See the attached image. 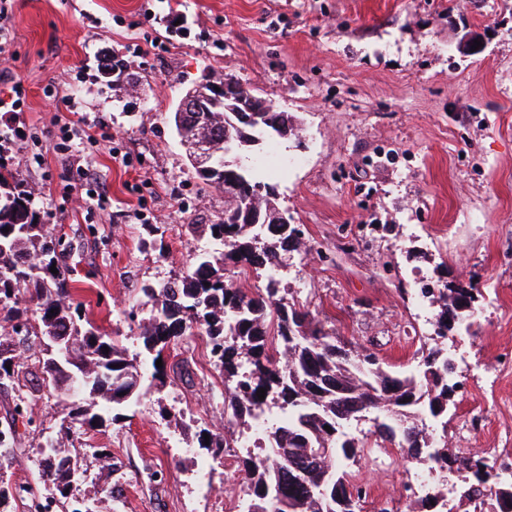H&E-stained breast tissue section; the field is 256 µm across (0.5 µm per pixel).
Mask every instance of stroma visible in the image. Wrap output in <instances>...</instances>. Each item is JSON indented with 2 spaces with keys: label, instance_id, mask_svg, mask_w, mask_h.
<instances>
[{
  "label": "stroma",
  "instance_id": "35a3bbf8",
  "mask_svg": "<svg viewBox=\"0 0 512 512\" xmlns=\"http://www.w3.org/2000/svg\"><path fill=\"white\" fill-rule=\"evenodd\" d=\"M12 54L29 131L8 154L40 220L71 250L70 285L87 318L128 353L149 309L140 289L170 280L211 250L206 229L224 196L195 178L170 116L203 74L227 75L296 121L263 143L262 169L300 231L280 269L290 298L385 369L416 366L439 307L420 310L414 277L481 291L468 331L448 333L462 357L459 391L435 435L453 444L449 479L466 459L512 467V0H10ZM155 41L148 56L136 46ZM127 60L106 73L107 59ZM80 114L95 143L82 164L104 200L69 192L76 174L53 149ZM278 164L266 166L269 153ZM162 382L144 385L114 422L83 430L71 500L107 512H244L238 457L200 446L224 429V374L207 338L163 354ZM15 420L12 484L38 486L43 446L62 417L37 389ZM111 465H103V456ZM412 463L368 448L352 467L364 512L393 507Z\"/></svg>",
  "mask_w": 512,
  "mask_h": 512
}]
</instances>
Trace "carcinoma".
Returning a JSON list of instances; mask_svg holds the SVG:
<instances>
[{"instance_id": "1", "label": "carcinoma", "mask_w": 512, "mask_h": 512, "mask_svg": "<svg viewBox=\"0 0 512 512\" xmlns=\"http://www.w3.org/2000/svg\"><path fill=\"white\" fill-rule=\"evenodd\" d=\"M235 122L222 107L210 112L209 129L221 139L239 135ZM6 142L0 143V387L19 380L21 361L34 347L46 352L38 369L48 394L81 385L80 396L61 399L58 437L44 445L41 480L52 483L63 507L82 512L71 508L66 492L77 463L55 466L73 428L100 426L136 398L145 365L153 367L151 379L159 380L156 361L194 330L207 336L224 372V417L249 427L266 416L268 446L281 449L273 459H242L250 512H363L367 489L351 480L347 468L373 445L388 443L408 458L425 452L441 469L452 464L448 449L428 443L425 428L417 424L423 414L434 419L446 414L457 388L448 384L444 348L425 349L418 365L402 373L384 369L376 357L369 364L359 361V351L339 344L311 311L280 295L281 253L299 244L300 231L292 224L282 225L279 236L244 215L237 224L221 217L208 225L209 232H218L211 236L212 251L198 255L182 275L140 288L151 309L139 323L142 351L127 358L109 334L84 321L82 303L68 287L66 248L52 240L46 225L34 222L32 194L7 157ZM237 174L258 188L249 204L261 217L279 213L274 187L241 161L226 165L221 153L215 171L195 172L220 191ZM53 266L58 273L50 271ZM229 266L263 271L265 286L254 292L238 287L226 276ZM474 292L472 287L422 291L439 307L435 336L443 338L472 318ZM52 336L70 342L67 353L47 354ZM260 388L265 389L262 400ZM24 403L18 394L11 422L0 429L1 458L15 452L16 417ZM363 421L373 422V429L354 434ZM230 440L214 433L201 448L217 456ZM466 468L474 476L473 491L487 486L493 471L489 459L469 460ZM495 498L492 512H512V484L497 489Z\"/></svg>"}]
</instances>
